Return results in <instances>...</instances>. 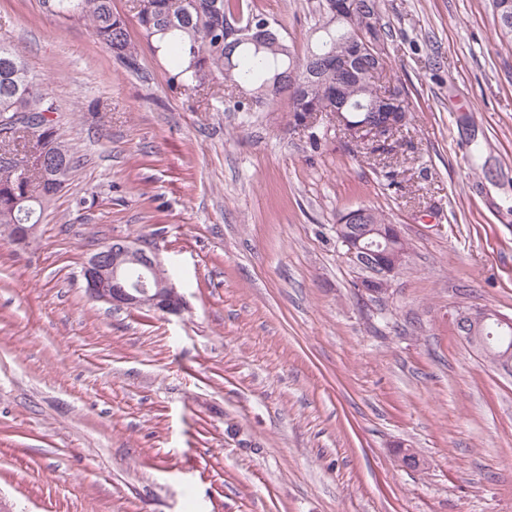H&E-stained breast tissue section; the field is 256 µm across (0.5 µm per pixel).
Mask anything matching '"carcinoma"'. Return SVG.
Returning a JSON list of instances; mask_svg holds the SVG:
<instances>
[{
	"instance_id": "cac0c4a2",
	"label": "carcinoma",
	"mask_w": 512,
	"mask_h": 512,
	"mask_svg": "<svg viewBox=\"0 0 512 512\" xmlns=\"http://www.w3.org/2000/svg\"><path fill=\"white\" fill-rule=\"evenodd\" d=\"M329 0H318L320 19L312 29L303 51L299 52L274 26H269L270 43L254 41L256 27L266 16L240 0H152L150 12L136 13L141 37L157 49L166 48L173 55L178 71L171 85L191 79L200 85L222 80L233 88L247 91L246 111L270 104L282 91H288V111L298 118L308 107L323 111L336 106L328 94L336 76L312 74L316 59L331 53L338 45L356 46L362 51L357 73L346 81L342 98L347 100L343 115L352 123L366 119L364 107L375 96L371 68L378 53L362 22L353 25L330 23ZM57 15H77L90 22L95 36L122 57L130 68L135 66V45L126 20L112 9V0H42ZM238 15L243 30L239 38L224 40L226 17ZM53 90L32 73L21 52L0 41V144L14 138L12 129L45 118L43 131L34 142L18 151L15 170L0 167V224L14 235L15 224H38L44 204L57 194L80 165L81 156L60 140L51 114L55 112ZM47 147L61 153L55 168L38 179L19 182L17 170L24 169L30 156ZM490 348L500 351L512 346V329L490 322L485 326Z\"/></svg>"
}]
</instances>
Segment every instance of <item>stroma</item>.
<instances>
[{"mask_svg":"<svg viewBox=\"0 0 512 512\" xmlns=\"http://www.w3.org/2000/svg\"><path fill=\"white\" fill-rule=\"evenodd\" d=\"M302 48L317 0H249ZM129 70L81 18L0 0V40L56 94L80 166L22 248L0 229V512H512V369L454 330L512 318V42L492 0H378L409 129L389 156L286 100L170 87L133 0ZM399 187L386 188V167ZM382 212L411 248L385 295L336 238ZM153 247L181 312L82 278ZM414 448L423 467L399 466ZM489 319H496L499 325H512V319L507 318L498 312L487 309V308H478V307H469V306H459L453 315L454 323L468 324L472 323L474 327L476 325H481L485 321Z\"/></svg>","mask_w":512,"mask_h":512,"instance_id":"obj_1","label":"stroma"}]
</instances>
